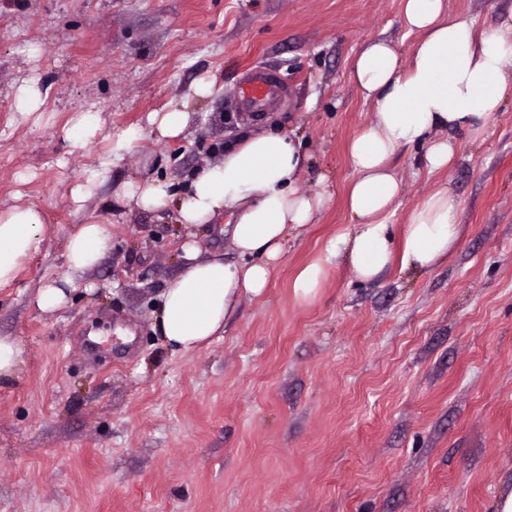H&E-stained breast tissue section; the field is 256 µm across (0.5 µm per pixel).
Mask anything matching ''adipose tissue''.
I'll return each mask as SVG.
<instances>
[{"mask_svg": "<svg viewBox=\"0 0 512 512\" xmlns=\"http://www.w3.org/2000/svg\"><path fill=\"white\" fill-rule=\"evenodd\" d=\"M403 17L409 31L420 35L409 58L389 42L374 40L353 64L351 78L374 112L349 144L351 222L327 242L323 257L296 275L293 294L299 302L314 300L326 263L339 258L358 279L371 281L392 265L425 269L448 255L458 243L459 224L458 204L445 188L415 204L400 242H393L390 209L401 194L393 161L402 149L422 143L428 172L449 169L455 150L442 131L480 137L490 116L512 99V84L502 76L512 66V24L477 27L450 14L446 0H403ZM303 166L301 143L270 130L240 137L225 148L222 162L193 174L178 202L180 223L206 224L231 213L240 260H202L196 242L183 244L182 268L152 312L155 331L172 351L192 352L222 333L242 297L265 288L289 233L312 223L325 196L300 192ZM44 241L37 207L0 212V285L15 280ZM111 247V225L88 222L68 240L67 265L91 268Z\"/></svg>", "mask_w": 512, "mask_h": 512, "instance_id": "1", "label": "adipose tissue"}]
</instances>
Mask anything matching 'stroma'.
<instances>
[{
    "label": "stroma",
    "instance_id": "obj_1",
    "mask_svg": "<svg viewBox=\"0 0 512 512\" xmlns=\"http://www.w3.org/2000/svg\"><path fill=\"white\" fill-rule=\"evenodd\" d=\"M479 26L512 20V0H447ZM409 55L402 0H0V210L35 206L45 244L0 286V336L26 350L0 385V512H494L512 490V101L482 139L451 130L450 169L427 173L417 145L395 160L400 238L413 206L449 188L460 240L432 267L357 280L326 267L315 300L292 283L350 224L352 138L373 106L350 79L364 43ZM38 46V59L27 54ZM286 85L265 112L236 109L248 69ZM38 74L51 123L19 122L15 92ZM214 78L198 97L200 77ZM187 102L191 120L155 141L147 117ZM103 138L65 139L73 113ZM278 127L303 144L299 189L326 191L314 223L289 235L260 295L222 335L172 352L152 311L194 236L200 259L239 256L230 214L191 227L175 207L116 204L128 181L181 193L225 146ZM140 137L113 162V132ZM104 178L82 204L88 167ZM112 249L72 272L67 241L88 219ZM72 280L60 309L34 298ZM105 169H90L86 172L84 179L78 182L71 190V199L75 204H80L90 196L98 181L103 176Z\"/></svg>",
    "mask_w": 512,
    "mask_h": 512
}]
</instances>
